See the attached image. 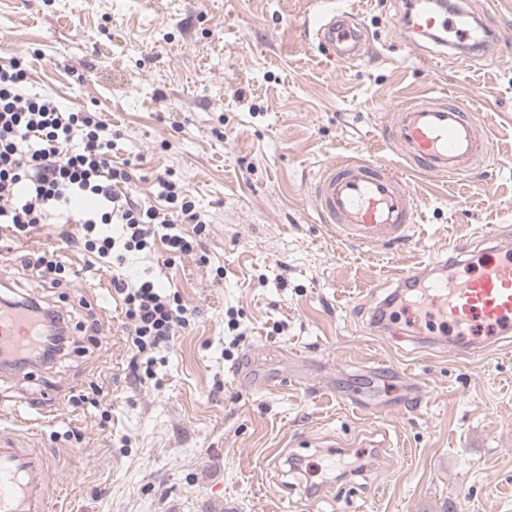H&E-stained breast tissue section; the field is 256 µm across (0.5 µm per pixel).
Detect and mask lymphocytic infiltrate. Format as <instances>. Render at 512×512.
<instances>
[{
	"mask_svg": "<svg viewBox=\"0 0 512 512\" xmlns=\"http://www.w3.org/2000/svg\"><path fill=\"white\" fill-rule=\"evenodd\" d=\"M21 60L0 68V224L22 234L38 224H81L80 249L111 260L112 296L126 319L129 365L137 379L155 375L192 314L156 280L124 270L129 253L152 254L163 243L175 257L196 254L206 230L193 200L175 181L157 178L143 188L112 158L115 132L97 113L73 112L53 98L28 93ZM158 205H151L150 197ZM89 197L93 209L73 214L70 204ZM118 232H110V225Z\"/></svg>",
	"mask_w": 512,
	"mask_h": 512,
	"instance_id": "1",
	"label": "lymphocytic infiltrate"
}]
</instances>
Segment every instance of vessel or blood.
Wrapping results in <instances>:
<instances>
[{"mask_svg": "<svg viewBox=\"0 0 512 512\" xmlns=\"http://www.w3.org/2000/svg\"><path fill=\"white\" fill-rule=\"evenodd\" d=\"M409 30L447 34L455 44L482 46L495 27L484 15L478 23L465 10L447 11L438 0H415ZM311 32L329 55L354 62L364 54L367 33L346 11L320 10ZM386 144L401 167L359 158L324 162L310 191L323 223L344 239L368 247L393 246L413 231L414 192L405 171L435 178L472 173L489 162L491 140L480 113L447 95L426 92L398 103L385 126ZM483 248L449 245L447 259L395 271L399 290L425 287L421 307L410 322H453L459 330L482 326L484 341L455 340V357L474 360L499 344H512V232L483 238ZM467 267L463 277H447L448 266ZM36 322L22 308L0 307V364H16L34 343ZM58 459L30 440L0 432V512H54L59 498Z\"/></svg>", "mask_w": 512, "mask_h": 512, "instance_id": "vessel-or-blood-1", "label": "vessel or blood"}]
</instances>
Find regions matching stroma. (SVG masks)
<instances>
[{
  "mask_svg": "<svg viewBox=\"0 0 512 512\" xmlns=\"http://www.w3.org/2000/svg\"><path fill=\"white\" fill-rule=\"evenodd\" d=\"M313 3L0 0V66L23 57L33 92L99 112L132 185L169 174L208 221L207 261L127 260L195 313L143 382L111 263L71 245L81 225L0 238V293L70 327L53 361L0 371V429L21 399L56 414L39 433L63 460L59 512H512V354L465 362L414 345L399 310L372 327L393 269L512 227V0H465L496 28L464 61L409 44L403 0H345L368 33L352 64L305 33ZM432 90L486 114L492 159L450 182L411 177L416 227L399 248L343 240L311 202L321 165L397 163L378 129ZM47 248L70 284L44 288L22 269ZM231 308L245 337L228 357Z\"/></svg>",
  "mask_w": 512,
  "mask_h": 512,
  "instance_id": "1",
  "label": "stroma"
}]
</instances>
